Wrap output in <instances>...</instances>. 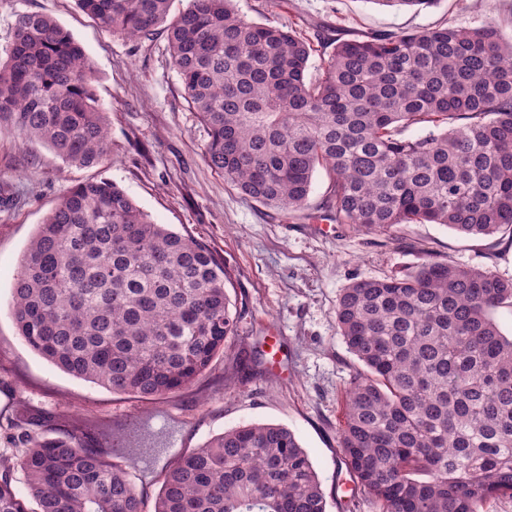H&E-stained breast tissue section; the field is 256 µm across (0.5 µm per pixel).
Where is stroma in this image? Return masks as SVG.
<instances>
[{
  "label": "stroma",
  "instance_id": "obj_1",
  "mask_svg": "<svg viewBox=\"0 0 512 512\" xmlns=\"http://www.w3.org/2000/svg\"><path fill=\"white\" fill-rule=\"evenodd\" d=\"M247 19L299 20L340 28L344 38L383 30L404 33L447 23L473 28L492 22L512 40V0H439L426 10L374 0H238ZM53 17L84 48L96 74V98L108 117L110 157L82 167L65 163L45 143L20 142L0 127V452L17 408L48 419L121 423L159 415L171 426L168 448L140 488L153 512L168 465L211 437L253 422L293 431L325 492L327 512H379L362 491L344 498L349 470L340 448L342 400L358 367L336 328V302L352 279L390 275L428 250L462 266L512 277V238L474 237L439 224L402 225L397 240L355 233L260 205L225 182L204 160L208 136L185 99L165 31L130 41L107 32L75 0H0V52L16 14ZM97 179L117 183L157 224L204 242L233 277L231 296L245 314L231 352L216 356L190 387L153 403L61 371L24 343L9 314L12 286L37 227L69 188ZM280 336L287 376L267 372L260 336Z\"/></svg>",
  "mask_w": 512,
  "mask_h": 512
}]
</instances>
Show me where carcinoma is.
I'll use <instances>...</instances> for the list:
<instances>
[{"mask_svg":"<svg viewBox=\"0 0 512 512\" xmlns=\"http://www.w3.org/2000/svg\"><path fill=\"white\" fill-rule=\"evenodd\" d=\"M130 40L166 25L185 98L207 129L204 158L244 196L308 209L313 176L333 175L324 218L363 234L439 224L512 238V41L497 27L441 25L355 39L250 21L235 0H77ZM332 47L307 78L318 47ZM83 48L52 17L16 16L0 58V124L81 166L108 158L106 112ZM420 125L426 132L406 138ZM224 263L201 241L155 224L116 183L68 189L14 279L18 335L63 372L163 403L229 350L241 312ZM512 279L428 251L399 274L355 279L336 327L359 363L340 447L379 512H485L512 498ZM0 454V512H143L138 461L108 464L125 423L33 434ZM24 477L30 508L14 489ZM154 512H326L294 433L273 423L226 430L169 468Z\"/></svg>","mask_w":512,"mask_h":512,"instance_id":"carcinoma-1","label":"carcinoma"}]
</instances>
